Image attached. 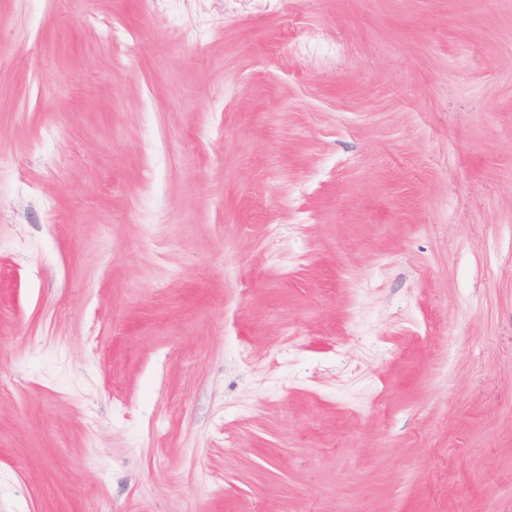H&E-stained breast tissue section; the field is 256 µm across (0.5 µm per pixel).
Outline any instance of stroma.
<instances>
[{"mask_svg":"<svg viewBox=\"0 0 512 512\" xmlns=\"http://www.w3.org/2000/svg\"><path fill=\"white\" fill-rule=\"evenodd\" d=\"M0 512H512V0H0Z\"/></svg>","mask_w":512,"mask_h":512,"instance_id":"35a3bbf8","label":"stroma"}]
</instances>
